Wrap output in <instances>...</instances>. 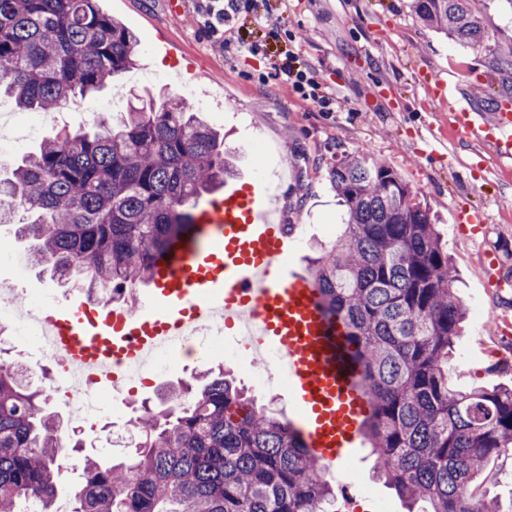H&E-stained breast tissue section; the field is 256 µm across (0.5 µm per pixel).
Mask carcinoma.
Here are the masks:
<instances>
[{"label":"carcinoma","mask_w":512,"mask_h":512,"mask_svg":"<svg viewBox=\"0 0 512 512\" xmlns=\"http://www.w3.org/2000/svg\"><path fill=\"white\" fill-rule=\"evenodd\" d=\"M414 15L462 47L489 35L470 0H412ZM136 34L98 0H0V95L55 112L134 64ZM234 175L224 137L184 96L132 106L91 131L51 132L0 179L20 202L9 223L34 240L33 263L74 279L90 299L125 302L156 257L194 224L198 200ZM347 224L311 261L326 310L364 366L371 412L363 437L378 473L422 512H512L471 483L512 449V389L448 384L467 309L430 209L362 150L332 167ZM170 389L144 408L118 463L85 455L70 512H331L335 494L286 419L256 408L224 371ZM85 447L63 434L46 391L0 364V512H57L62 462Z\"/></svg>","instance_id":"obj_1"}]
</instances>
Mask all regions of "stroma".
Instances as JSON below:
<instances>
[{"instance_id": "1", "label": "stroma", "mask_w": 512, "mask_h": 512, "mask_svg": "<svg viewBox=\"0 0 512 512\" xmlns=\"http://www.w3.org/2000/svg\"><path fill=\"white\" fill-rule=\"evenodd\" d=\"M99 5L137 34L136 66L102 92L62 110L57 128L89 127L93 109L105 100L111 112L125 111L134 93L145 99L163 90L187 98L206 91L217 95L223 114L206 109L202 116L223 131L236 180L254 177L253 138L266 144V176L277 208L300 236L290 261L304 273L318 246L336 239L347 219L330 179L337 155L361 149L386 162L434 213L456 270L459 298L486 311L483 323L468 319L450 362L449 385L461 391L512 388V362L491 357L495 351L512 352V338L494 336L492 323L501 314L512 317V290L488 287L478 268L490 256L512 276V162L498 163L471 138L452 133L448 97L430 82L434 74L453 79L485 112L495 99L512 101V83L496 70L497 60L512 59V0H471L491 35L489 46L480 48L460 47L425 26L410 0H265V11L288 33L267 56L247 48L265 37L262 22L247 13L240 16L246 46L225 52L190 22L195 0H184L179 16L170 14L168 0H99ZM288 50L336 97L337 111H318L287 84L258 81L259 73L270 72L276 54ZM472 209L485 219L477 232L456 221L457 211ZM1 289L20 300L42 297L53 308L80 296L32 265L16 274L0 264ZM218 367L257 405L280 418L296 416L285 387L256 380L260 363L225 356L219 345L207 354L177 356L152 384L127 386L104 399L100 414L84 425L89 454L120 460L127 449L108 442L109 431L125 428L142 401L156 400L164 386ZM325 478L340 500L352 495L355 512H407L397 492L376 478L369 446L358 448L353 461L337 462ZM473 486L478 494L512 502V452L490 458Z\"/></svg>"}]
</instances>
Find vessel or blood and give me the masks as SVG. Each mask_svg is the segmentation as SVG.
<instances>
[{"label": "vessel or blood", "mask_w": 512, "mask_h": 512, "mask_svg": "<svg viewBox=\"0 0 512 512\" xmlns=\"http://www.w3.org/2000/svg\"><path fill=\"white\" fill-rule=\"evenodd\" d=\"M452 126L512 161V108L492 114L449 93ZM193 235L174 241L155 267L135 314L75 299L54 309V359L92 385H111L112 362L136 366L176 344L190 324L223 320L251 328L260 358L283 369L302 410L307 445L322 467L349 455L368 409L347 330L323 308L309 277L288 267L296 237L281 223L265 181L225 185L198 204Z\"/></svg>", "instance_id": "1"}]
</instances>
